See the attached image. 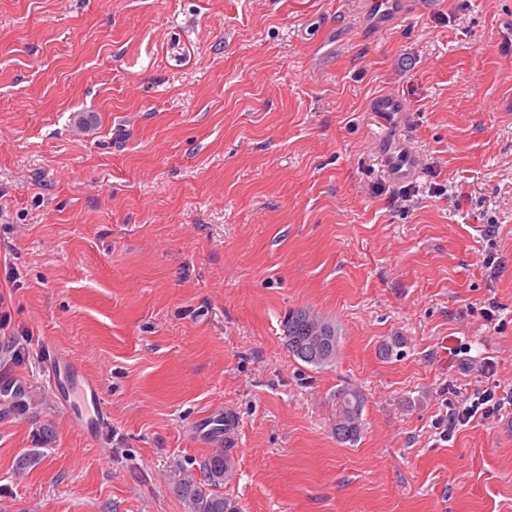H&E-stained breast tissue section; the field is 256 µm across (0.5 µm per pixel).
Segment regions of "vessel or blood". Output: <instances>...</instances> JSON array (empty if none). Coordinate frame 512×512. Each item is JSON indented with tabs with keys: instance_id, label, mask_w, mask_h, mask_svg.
<instances>
[{
	"instance_id": "obj_1",
	"label": "vessel or blood",
	"mask_w": 512,
	"mask_h": 512,
	"mask_svg": "<svg viewBox=\"0 0 512 512\" xmlns=\"http://www.w3.org/2000/svg\"><path fill=\"white\" fill-rule=\"evenodd\" d=\"M383 156L396 180H404L418 173L416 156L401 145L389 143ZM44 373L51 388L56 389L65 402L75 423L86 433L99 434L108 424V417L101 403L98 384L87 378L73 360L58 355L53 346L44 351Z\"/></svg>"
}]
</instances>
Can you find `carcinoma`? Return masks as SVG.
<instances>
[{
    "instance_id": "carcinoma-1",
    "label": "carcinoma",
    "mask_w": 512,
    "mask_h": 512,
    "mask_svg": "<svg viewBox=\"0 0 512 512\" xmlns=\"http://www.w3.org/2000/svg\"><path fill=\"white\" fill-rule=\"evenodd\" d=\"M282 338L290 356L316 368L335 364L340 349V333L336 323L307 308L290 310L280 323ZM363 393L352 386L336 391V422L332 431L336 440L354 443L361 433ZM43 453L37 449L20 454L15 471L23 474L36 467ZM231 469L230 456L224 451L211 454L202 461L201 478L188 475L174 481L173 491L187 512H237L219 488Z\"/></svg>"
}]
</instances>
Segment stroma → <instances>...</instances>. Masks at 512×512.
<instances>
[{"label": "stroma", "instance_id": "35a3bbf8", "mask_svg": "<svg viewBox=\"0 0 512 512\" xmlns=\"http://www.w3.org/2000/svg\"><path fill=\"white\" fill-rule=\"evenodd\" d=\"M297 308L339 326L334 365L289 355ZM0 316L32 402L0 410V512H185L175 473L224 449L238 512H512V0L389 27L361 0H0ZM47 341L98 381L100 434ZM487 388L502 409L448 433ZM383 156L396 180L401 181L418 174L417 157L400 144L386 143ZM43 369L51 388L56 389L63 405L69 408L74 422L89 435L101 433L109 421L98 384L87 378L76 362L58 355L50 344L45 345ZM89 401L93 414L87 417ZM336 422L332 431L342 443H355L361 433L365 407L363 393L355 387L343 386L336 391ZM344 417V421L340 418Z\"/></svg>", "mask_w": 512, "mask_h": 512}]
</instances>
